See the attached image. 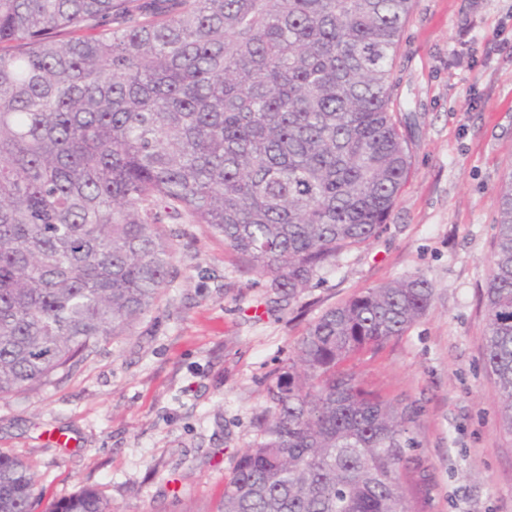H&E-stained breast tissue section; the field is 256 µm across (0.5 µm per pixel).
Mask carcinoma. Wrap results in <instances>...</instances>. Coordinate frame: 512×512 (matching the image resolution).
Wrapping results in <instances>:
<instances>
[{"label": "carcinoma", "instance_id": "carcinoma-1", "mask_svg": "<svg viewBox=\"0 0 512 512\" xmlns=\"http://www.w3.org/2000/svg\"><path fill=\"white\" fill-rule=\"evenodd\" d=\"M412 0H0V395L150 313L167 224H204L290 298L387 223L409 172L391 68ZM484 293L512 438V166ZM422 275L327 309L267 387L220 512H424L417 416L362 361L430 308ZM34 474L0 452V512ZM49 512H112L95 489Z\"/></svg>", "mask_w": 512, "mask_h": 512}]
</instances>
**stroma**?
<instances>
[{"instance_id": "35a3bbf8", "label": "stroma", "mask_w": 512, "mask_h": 512, "mask_svg": "<svg viewBox=\"0 0 512 512\" xmlns=\"http://www.w3.org/2000/svg\"><path fill=\"white\" fill-rule=\"evenodd\" d=\"M409 177L368 245L290 303L202 224H174L156 308L34 390L0 396V449L26 461L32 512L97 489L112 512H218L259 437L267 386L309 324L370 288L423 275L427 313L363 370L418 410L427 512H512V440L484 366V293L512 165V0H414L392 67Z\"/></svg>"}]
</instances>
